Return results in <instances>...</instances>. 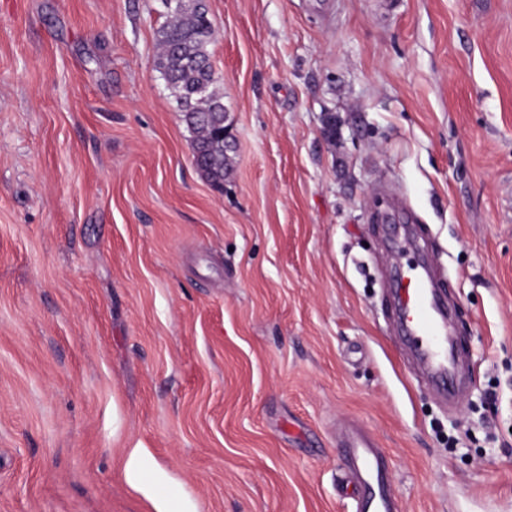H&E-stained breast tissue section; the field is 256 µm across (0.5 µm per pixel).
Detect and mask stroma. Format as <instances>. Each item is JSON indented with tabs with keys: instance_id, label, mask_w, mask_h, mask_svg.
<instances>
[{
	"instance_id": "1",
	"label": "stroma",
	"mask_w": 512,
	"mask_h": 512,
	"mask_svg": "<svg viewBox=\"0 0 512 512\" xmlns=\"http://www.w3.org/2000/svg\"><path fill=\"white\" fill-rule=\"evenodd\" d=\"M216 190L154 67L162 0H0V512H512V0H207ZM402 200L468 387L394 327ZM139 453L138 485L124 464ZM336 447L350 481L358 488L356 512H402L383 448L359 429L340 431Z\"/></svg>"
}]
</instances>
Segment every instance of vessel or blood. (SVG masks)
Listing matches in <instances>:
<instances>
[{"label": "vessel or blood", "instance_id": "obj_1", "mask_svg": "<svg viewBox=\"0 0 512 512\" xmlns=\"http://www.w3.org/2000/svg\"><path fill=\"white\" fill-rule=\"evenodd\" d=\"M399 322L418 363L445 396L459 390L458 349L443 294L427 266L407 267L397 277ZM343 467L358 489L356 512H402L392 470L382 448L361 430L340 431L336 438Z\"/></svg>", "mask_w": 512, "mask_h": 512}]
</instances>
